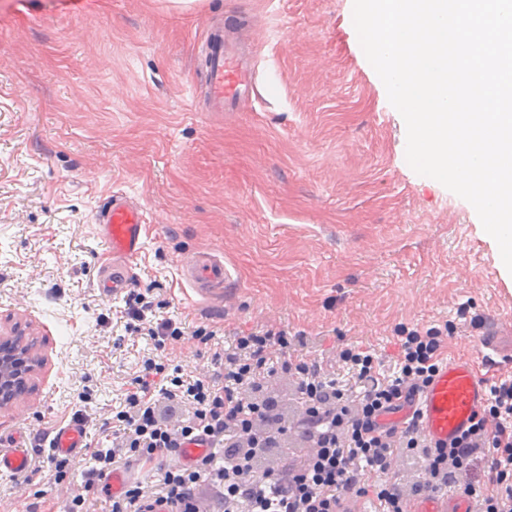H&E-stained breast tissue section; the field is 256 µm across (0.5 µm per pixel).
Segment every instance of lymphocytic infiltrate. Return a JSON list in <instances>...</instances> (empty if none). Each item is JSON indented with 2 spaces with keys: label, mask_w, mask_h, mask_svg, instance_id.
Instances as JSON below:
<instances>
[{
  "label": "lymphocytic infiltrate",
  "mask_w": 512,
  "mask_h": 512,
  "mask_svg": "<svg viewBox=\"0 0 512 512\" xmlns=\"http://www.w3.org/2000/svg\"><path fill=\"white\" fill-rule=\"evenodd\" d=\"M124 325L150 347L117 407L109 444L78 456L46 454L50 481L80 473L65 512H88L101 479L137 466L133 481L112 498L110 512H404L408 502L455 492L469 512H512V371L500 374L469 430L448 448L422 434L407 416L438 369L457 321L397 324L400 354L384 370L373 354L339 337L315 359L304 332L270 320L234 333L215 347L220 326L188 330L157 315L146 294L129 291ZM204 345L207 366L176 361L188 343ZM346 378H338L337 370ZM293 387L284 413L278 391ZM207 440L208 453L189 464H167L185 444ZM489 466L481 486L468 479L477 455Z\"/></svg>",
  "instance_id": "obj_1"
}]
</instances>
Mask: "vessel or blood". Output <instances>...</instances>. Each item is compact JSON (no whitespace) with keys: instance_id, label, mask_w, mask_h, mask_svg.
I'll list each match as a JSON object with an SVG mask.
<instances>
[{"instance_id":"vessel-or-blood-1","label":"vessel or blood","mask_w":512,"mask_h":512,"mask_svg":"<svg viewBox=\"0 0 512 512\" xmlns=\"http://www.w3.org/2000/svg\"><path fill=\"white\" fill-rule=\"evenodd\" d=\"M248 51L240 47L233 27L217 28L208 44L206 99L212 112H226L253 91L254 71ZM147 219L139 203L115 192L97 215L101 235L109 244L111 271L102 273L98 287L105 297L125 293L131 286L130 269L145 245ZM182 279L198 295L215 300L229 273L224 264L206 254H187L179 265ZM476 362L450 360L440 365L428 387L418 396L419 423L423 434L439 447L460 436L474 422L486 397L485 370L496 368L501 354L485 340L474 344ZM43 444L51 452L73 455L86 446V427L77 417L48 430ZM30 457L23 446L0 448V473L21 474ZM407 512H467L461 500L430 498L408 505Z\"/></svg>"}]
</instances>
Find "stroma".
<instances>
[{
  "mask_svg": "<svg viewBox=\"0 0 512 512\" xmlns=\"http://www.w3.org/2000/svg\"><path fill=\"white\" fill-rule=\"evenodd\" d=\"M352 14L353 0H0V339L37 355L0 408V448L74 416L96 443L102 407L139 369L142 344L113 345L122 297L97 287L109 259L95 218L114 191L149 221L133 288L189 328L272 317L305 331L313 356L344 335L390 366L397 323L467 306L512 324L495 241L408 165ZM239 15L258 93L201 111L212 25ZM187 251L223 260L221 300L181 279ZM25 478L17 499L0 474V512H61L44 473Z\"/></svg>",
  "mask_w": 512,
  "mask_h": 512,
  "instance_id": "stroma-1",
  "label": "stroma"
}]
</instances>
